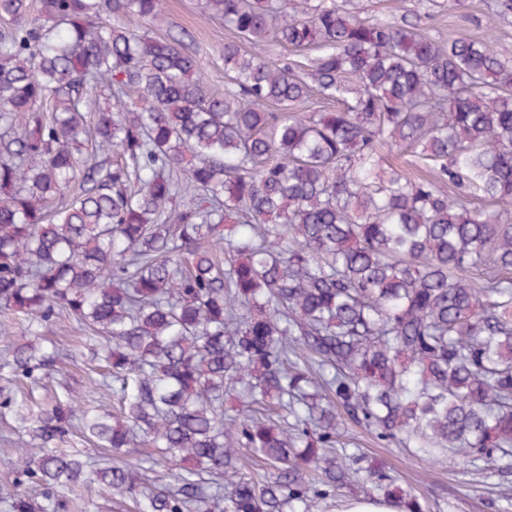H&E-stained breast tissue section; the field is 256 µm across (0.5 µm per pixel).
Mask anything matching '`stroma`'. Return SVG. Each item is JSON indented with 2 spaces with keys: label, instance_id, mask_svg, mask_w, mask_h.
Wrapping results in <instances>:
<instances>
[{
  "label": "stroma",
  "instance_id": "stroma-1",
  "mask_svg": "<svg viewBox=\"0 0 512 512\" xmlns=\"http://www.w3.org/2000/svg\"><path fill=\"white\" fill-rule=\"evenodd\" d=\"M492 0H465L462 7L449 8L448 0H356L362 16L370 19H396L409 15L419 28L439 42L460 34L469 35L488 45L512 46V18L489 22ZM130 28L163 37L173 30L188 33L199 61V74L213 91L224 90V43L231 32L223 22L201 18L199 0H167L163 18L145 22L128 19ZM105 364L80 360L71 372V385L82 392L85 402L109 409L113 406L110 391L101 388L107 375ZM361 451L382 461L397 476L399 485H412L425 502V512H512V499L497 498L499 485L511 484L512 473H502L493 462L469 464L461 457L449 455L436 462L409 457L395 445L379 443L358 425H350Z\"/></svg>",
  "mask_w": 512,
  "mask_h": 512
}]
</instances>
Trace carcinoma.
I'll return each instance as SVG.
<instances>
[{
	"mask_svg": "<svg viewBox=\"0 0 512 512\" xmlns=\"http://www.w3.org/2000/svg\"><path fill=\"white\" fill-rule=\"evenodd\" d=\"M164 12L0 0V308L31 336L0 357L30 388L103 359L119 401L1 387L0 502L77 512L95 481L146 512H318L362 481L424 512L350 422L512 471V47L444 46L351 0H202L235 34L216 93L182 38L119 22ZM269 42L316 52L312 82ZM313 89L336 110L296 111ZM63 314L83 348L41 341ZM74 433L89 447L52 448ZM9 429L5 421L0 419V485L11 483L14 479L10 462L15 458V448L1 440V435Z\"/></svg>",
	"mask_w": 512,
	"mask_h": 512,
	"instance_id": "obj_1",
	"label": "carcinoma"
}]
</instances>
